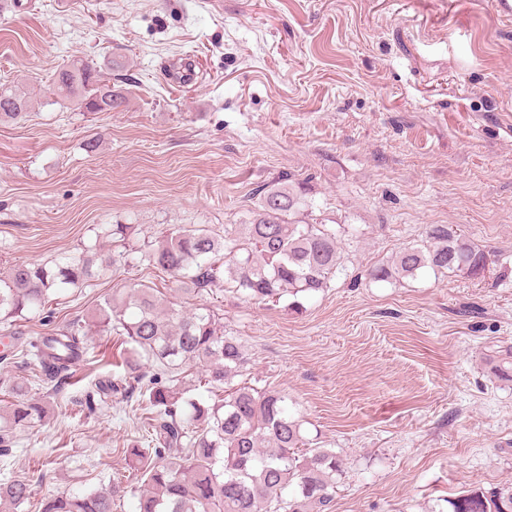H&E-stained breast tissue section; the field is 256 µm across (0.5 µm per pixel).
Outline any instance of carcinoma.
Instances as JSON below:
<instances>
[{
  "label": "carcinoma",
  "instance_id": "obj_1",
  "mask_svg": "<svg viewBox=\"0 0 512 512\" xmlns=\"http://www.w3.org/2000/svg\"><path fill=\"white\" fill-rule=\"evenodd\" d=\"M53 86L61 99H75L84 112H110L123 97L106 83L102 67L75 57L57 69ZM32 97L0 86V122L26 117ZM307 206L304 187L288 180L266 189L249 224L219 236L201 226L170 231L132 259L180 284L203 291L218 280L249 299H280L288 293L312 295L330 287L344 271L338 231L325 224L293 219ZM104 237L122 242L132 224H104ZM426 243L407 245L395 257L368 270L376 281L398 282L431 270L476 277L488 266L485 251L464 239L450 224H430ZM97 253L64 255L52 264L15 263L0 274V325L21 336L17 321L44 311L50 294L94 276ZM119 337L123 366L142 393L151 450L130 448L143 479L139 512H328L341 472L333 448H308L302 420L289 412L285 396L242 381L249 361L243 345L224 334V325L207 308L192 312L164 307L157 289L134 286L105 301L97 320L73 321L62 330L26 343L24 355L39 389L70 377L74 362L85 356L92 336ZM203 368L206 392H223L211 402L175 384L189 365ZM492 374L512 382V349L490 359ZM40 400L13 404L0 413V453L16 442L17 431L43 418ZM124 492L61 493L45 499L41 512H112ZM31 497L30 479L11 476L0 483V506L13 507ZM450 512H512V487L469 490L448 501Z\"/></svg>",
  "mask_w": 512,
  "mask_h": 512
}]
</instances>
